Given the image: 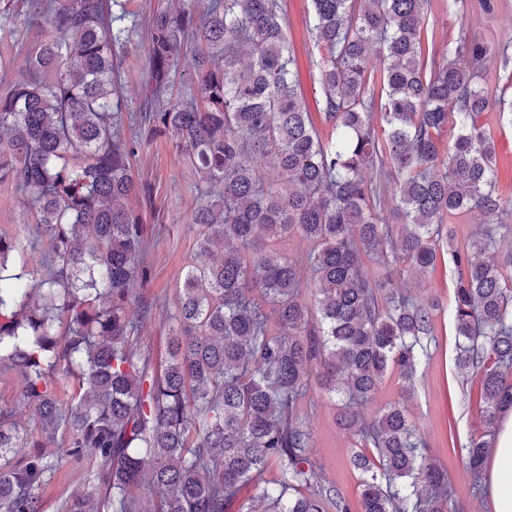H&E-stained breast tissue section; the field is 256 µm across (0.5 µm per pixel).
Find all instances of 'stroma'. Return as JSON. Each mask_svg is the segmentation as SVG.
Returning <instances> with one entry per match:
<instances>
[{
    "instance_id": "35a3bbf8",
    "label": "stroma",
    "mask_w": 512,
    "mask_h": 512,
    "mask_svg": "<svg viewBox=\"0 0 512 512\" xmlns=\"http://www.w3.org/2000/svg\"><path fill=\"white\" fill-rule=\"evenodd\" d=\"M167 0H130L128 8L138 15L136 30L124 47L123 87L119 92L123 114L144 110L149 99L150 75L144 48L148 42V16L153 7ZM288 20V42L297 61L301 92L315 125H322L319 106L321 86L317 58L311 51L309 30L313 24L311 0H284ZM427 11L437 25L436 47L447 54L448 45L460 34L499 48L512 40V0H498L494 13L485 14L473 7L451 13L441 8V0H431ZM43 31L37 21L18 15L0 21V57L14 56L13 65L0 71V94L27 77L24 56L14 55L12 45L20 41L33 46ZM481 126L489 130L497 143L495 184L498 195L512 201V125L502 121L498 109L482 112ZM136 178L153 188V199L140 204L139 210L149 228V245L144 259L151 277L134 288L137 297L160 303H173L177 286L193 258L196 227L192 216L200 203L195 178L184 165L170 137H156L142 148L132 161ZM0 234L26 240L30 248L24 266L27 277L43 271L47 248L36 229V219L28 210L22 194L7 184H0ZM454 268L437 262L422 279L401 281L402 290L418 298L438 297L441 307L433 317V338L428 347L429 358L421 367L411 391H404L397 375H388L364 408L366 416H374L386 403L405 399L406 408L420 426L427 444L426 453L448 471L454 499L467 512H493L488 488L473 490L471 480L459 454L462 446L485 431L483 421L482 382L478 374L460 377L456 364V332L449 305L453 298ZM341 404L317 389H310L301 415L313 433L311 456L324 483L335 485L350 501L360 495V475L351 469L349 459L354 451L352 439L337 425Z\"/></svg>"
}]
</instances>
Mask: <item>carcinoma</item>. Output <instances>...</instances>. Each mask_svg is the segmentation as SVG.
Masks as SVG:
<instances>
[{
    "label": "carcinoma",
    "instance_id": "obj_1",
    "mask_svg": "<svg viewBox=\"0 0 512 512\" xmlns=\"http://www.w3.org/2000/svg\"><path fill=\"white\" fill-rule=\"evenodd\" d=\"M428 3L312 0L323 136L282 0H206L199 15L172 0L149 18L151 108L129 117L143 133L125 139L112 98L129 39L121 0H21L44 31L27 79L0 95V182L31 191L51 255L26 280L15 272L26 245L0 235V373L21 387L20 403L0 407V512H43L63 461L90 480L64 490L58 512H228L248 485L245 512H464L404 403L362 413L387 374L411 383L428 357L437 302L395 288L445 256L456 364L482 377L486 436L462 449L476 489L512 408V247L500 266L482 259L500 229L512 235V208L475 120L497 107L512 124V103L475 82L484 42L461 37L436 58ZM186 43L195 91L173 100ZM158 135L201 191L161 370L140 345L157 304L131 294L150 279L131 200L152 189L130 159ZM470 211L496 226L460 247L448 216ZM293 236L309 244L302 263L282 250ZM313 385L344 402L338 425L355 447L377 451L376 464L351 457L356 509L312 460L298 405ZM272 461L282 472L270 484Z\"/></svg>",
    "mask_w": 512,
    "mask_h": 512
}]
</instances>
